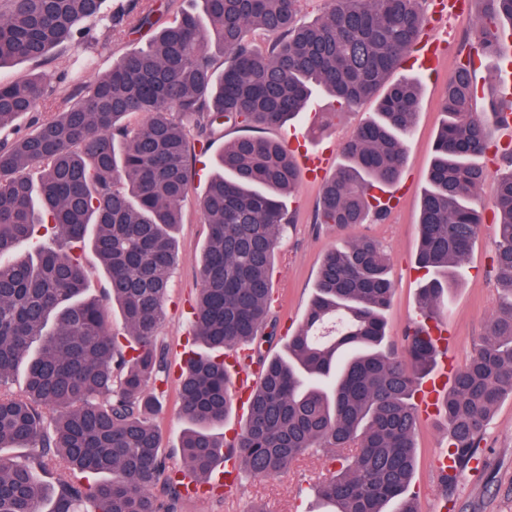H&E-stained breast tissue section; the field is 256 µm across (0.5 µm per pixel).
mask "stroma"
<instances>
[{
  "mask_svg": "<svg viewBox=\"0 0 512 512\" xmlns=\"http://www.w3.org/2000/svg\"><path fill=\"white\" fill-rule=\"evenodd\" d=\"M480 9L479 0H472L469 10L445 18L436 13L434 4H427L429 23L423 37L440 45L433 69L419 70L415 56L411 55L391 75L395 82L419 80L421 107L407 138L408 157L400 198L383 220L358 224L343 232L315 223L322 186L318 179H302L297 192L288 198L287 206L294 211L295 221L281 233L274 257L276 337L272 343L263 345V353L271 356L285 353L288 331L300 323L312 299L324 253L361 236L377 240L390 256L395 292L385 312L387 341L395 348H402L404 329L419 314L420 290L427 282L424 271L415 263L419 245L417 222L437 132L447 119L442 110L443 91L449 73L467 55V37ZM145 44L140 35L117 29L111 40L100 44L92 56H85L79 49L56 53L48 69L85 82L109 72L121 55ZM474 82L477 86L474 109L483 114L488 127H495L491 104L501 99L505 85L512 84V62L493 55L483 57L476 65ZM376 108V99H368L344 109L334 125L324 126V113L334 111L335 106L332 98L318 88L313 92L307 112L298 120L266 130L265 135L289 143L296 150L303 147L311 150L324 143L338 146ZM239 134V129L225 128L223 137L192 161L195 192L182 205V222L176 232L177 261L170 281L168 316L160 329L171 366L170 378L163 395V408L155 418L162 444L171 453L177 452L184 428L178 414V375L186 352L193 347L189 301L198 283L207 236V226L198 208V193L205 189L208 177L215 171L225 142ZM495 247L493 228L485 226L464 262L462 277L448 292L441 332L458 367L468 361L481 343L502 296L493 267ZM447 441L448 430L442 414L436 410L421 413L417 466L411 487L417 496L419 512H512V395L501 401L492 416L479 450L478 469L464 470L454 486L448 488L442 486L435 471V459ZM328 455L325 449L311 453L276 478L244 477L238 489L221 497H187L181 502L179 512H252L260 503L268 512H319L314 487L318 478L333 467Z\"/></svg>",
  "mask_w": 512,
  "mask_h": 512,
  "instance_id": "stroma-1",
  "label": "stroma"
}]
</instances>
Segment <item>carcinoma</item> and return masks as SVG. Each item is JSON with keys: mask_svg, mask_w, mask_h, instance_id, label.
Masks as SVG:
<instances>
[{"mask_svg": "<svg viewBox=\"0 0 512 512\" xmlns=\"http://www.w3.org/2000/svg\"><path fill=\"white\" fill-rule=\"evenodd\" d=\"M423 2L333 0L305 21L301 0H200L198 10L169 0L162 10L110 13L106 0H0V68L92 49L100 25L152 32L146 48L75 92L50 72L0 77V450H29L22 462L0 456V512H178L190 482L209 494L223 488L217 472L231 460L274 478L318 448L342 457L315 488L322 512H385L391 502L416 512L419 383L439 354L441 302L483 226L486 171L474 157L492 140L474 111L473 74L478 57L512 56V0H480L473 52L448 76L418 223L417 263L429 280L402 351L384 344L394 292L385 251L370 238L332 248L286 353L257 352L259 381L240 429L228 439L212 432L233 404L224 357L273 338L263 333L275 326L273 258L290 220L285 197L302 177L282 142L245 134L224 144L199 200L208 233L190 322L205 351L180 374V465L164 455L153 417L169 379L159 332L196 149L226 125L283 126L317 87L341 109L376 97L377 112L341 145L315 222L345 230L381 218L376 192L398 181L420 107L416 82L388 78L422 35ZM53 95L62 98L57 113L21 132L19 119ZM492 206L505 299L440 401L457 471L478 460L499 400L512 393V169L496 180ZM41 228L54 245L36 240ZM24 241L36 258H14ZM87 241L109 278L103 300L85 297ZM22 363L25 389L15 393L8 380ZM54 469L108 478L81 485L63 476L51 496L38 474Z\"/></svg>", "mask_w": 512, "mask_h": 512, "instance_id": "cac0c4a2", "label": "carcinoma"}]
</instances>
